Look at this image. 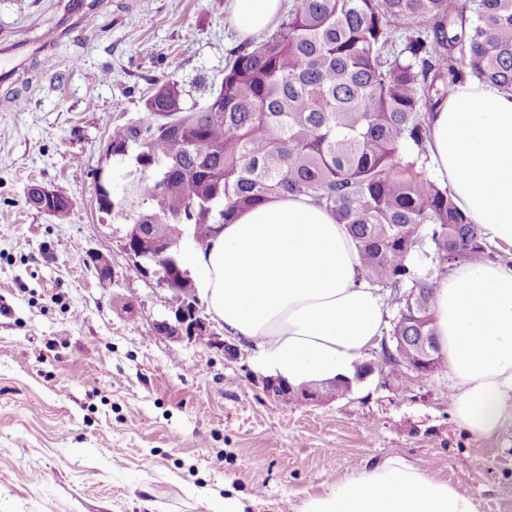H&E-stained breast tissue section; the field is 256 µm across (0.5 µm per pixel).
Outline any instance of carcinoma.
I'll use <instances>...</instances> for the list:
<instances>
[{
	"mask_svg": "<svg viewBox=\"0 0 512 512\" xmlns=\"http://www.w3.org/2000/svg\"><path fill=\"white\" fill-rule=\"evenodd\" d=\"M472 76L512 90V0H296L272 32L242 44L220 86L186 108L173 81L154 88L145 115L112 136L138 199L112 198L131 224H228L280 195L326 207L354 238L364 279L400 304L389 331L435 335L440 271L491 257L448 186L427 178L428 114L437 81ZM53 215L71 210L54 188ZM407 289L401 293V289ZM418 293L428 318L408 314Z\"/></svg>",
	"mask_w": 512,
	"mask_h": 512,
	"instance_id": "carcinoma-1",
	"label": "carcinoma"
}]
</instances>
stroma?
<instances>
[{"mask_svg": "<svg viewBox=\"0 0 512 512\" xmlns=\"http://www.w3.org/2000/svg\"><path fill=\"white\" fill-rule=\"evenodd\" d=\"M59 0H0V38L36 42ZM241 39L228 0H102L94 22L27 58L0 88V512H298L323 483L399 456L512 512V426L488 441L455 420L447 373L406 369L318 404L264 393L240 355L154 330L170 292L119 247L124 215L99 213L92 171L125 166L112 135L144 114L155 83L203 105ZM64 188L58 218L26 202ZM112 263L100 282L81 258Z\"/></svg>", "mask_w": 512, "mask_h": 512, "instance_id": "obj_1", "label": "stroma"}]
</instances>
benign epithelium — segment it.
<instances>
[{
    "mask_svg": "<svg viewBox=\"0 0 512 512\" xmlns=\"http://www.w3.org/2000/svg\"><path fill=\"white\" fill-rule=\"evenodd\" d=\"M179 233L178 227L169 224H151L136 227L133 231H125L120 238V249L130 258L139 269L145 273L153 272L158 281L168 290L174 292L169 301L170 315L154 324L155 331L174 341L206 342L210 345H218L224 350L225 358L238 359V349L235 344L220 338V334L214 329V323L209 321L204 309L200 306V300L195 295H190L184 289L178 287V282L188 277V272L178 265L167 261L169 242L171 237ZM149 239L156 252L154 257V269L142 266V253L138 249L141 240ZM90 268L94 269L98 279L105 283L112 280V264L102 254H92L87 260ZM416 360L407 362L396 353L386 359V365L393 369L405 368L420 377H428L434 372L436 361L435 345L431 337L421 335L416 342ZM375 367L366 365L365 369L355 374L352 379H332L321 387H313L308 384L294 386L281 376H266L261 378L263 391L276 399L288 402L290 400L307 403L323 402L351 392L353 383L361 381L374 374Z\"/></svg>",
    "mask_w": 512,
    "mask_h": 512,
    "instance_id": "7a95c632",
    "label": "benign epithelium"
}]
</instances>
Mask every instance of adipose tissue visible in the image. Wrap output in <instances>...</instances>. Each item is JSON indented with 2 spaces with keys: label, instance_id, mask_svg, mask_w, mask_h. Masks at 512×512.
<instances>
[{
  "label": "adipose tissue",
  "instance_id": "obj_1",
  "mask_svg": "<svg viewBox=\"0 0 512 512\" xmlns=\"http://www.w3.org/2000/svg\"><path fill=\"white\" fill-rule=\"evenodd\" d=\"M281 0H230L241 38L272 30ZM433 169L488 243L512 248V93L469 78L429 116ZM224 333L290 383L353 375L384 325L345 225L304 196L244 211L183 258ZM435 333L456 390L453 413L478 439L512 424V263L472 261L434 295ZM300 512H478L474 497L390 457L309 496Z\"/></svg>",
  "mask_w": 512,
  "mask_h": 512
}]
</instances>
